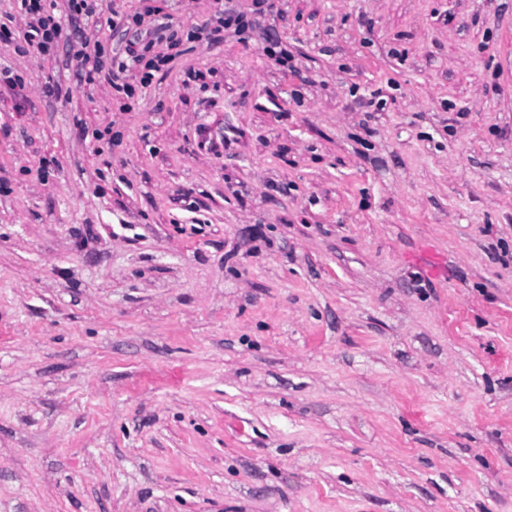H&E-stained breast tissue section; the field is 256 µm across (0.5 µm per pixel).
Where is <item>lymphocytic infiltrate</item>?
<instances>
[{
    "label": "lymphocytic infiltrate",
    "instance_id": "lymphocytic-infiltrate-1",
    "mask_svg": "<svg viewBox=\"0 0 512 512\" xmlns=\"http://www.w3.org/2000/svg\"><path fill=\"white\" fill-rule=\"evenodd\" d=\"M22 16L28 20L26 42L44 56L54 55L61 40H69L71 56L75 60L85 81L90 84L101 81L111 85L116 94L133 96L137 89L151 85L155 72L161 71L169 63L168 54L153 53L155 42L166 41L169 51L179 49L183 43L207 39L213 44L221 43L225 32L237 35L253 30L256 22L247 14L231 9L223 10L214 26L207 29L193 28L188 31L165 30L157 27L148 31L144 40L129 44L128 62L114 63L104 44L95 38L78 35L68 39L67 25H74L84 17L95 13V0H67L68 14H55L53 5L47 0H18ZM136 65V74H129V65Z\"/></svg>",
    "mask_w": 512,
    "mask_h": 512
}]
</instances>
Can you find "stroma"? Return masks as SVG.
I'll return each mask as SVG.
<instances>
[{
  "instance_id": "35a3bbf8",
  "label": "stroma",
  "mask_w": 512,
  "mask_h": 512,
  "mask_svg": "<svg viewBox=\"0 0 512 512\" xmlns=\"http://www.w3.org/2000/svg\"><path fill=\"white\" fill-rule=\"evenodd\" d=\"M268 2L0 0V512H512V0ZM17 2L20 14L29 20L25 41L35 47L39 54L54 55L61 40L69 41L70 55L87 83L94 84L103 80L112 86L118 96L129 98L135 94L136 87L127 81L129 66L121 62L116 67L99 39L78 34L73 40L71 35H67L62 16L55 14L54 4H46L47 0ZM220 16L216 18V24L212 27L207 25L204 28H192L186 33L178 29H171L169 26L161 24L159 27L146 32V38L137 43H131L127 47V55L133 65H136L138 71L132 75L137 82L138 88L145 89L151 85L154 73L159 72L163 67L171 61L173 57L181 54L185 49H179L183 42H194L202 38V34L206 32V39L213 44L221 43L224 40L225 32H233L235 35H243L253 30L256 21L243 12H237L231 9H224L218 12ZM168 34L166 35L167 32ZM166 39L169 50H176L167 55L152 54L149 52L155 44V40ZM149 56V57H148Z\"/></svg>"
}]
</instances>
